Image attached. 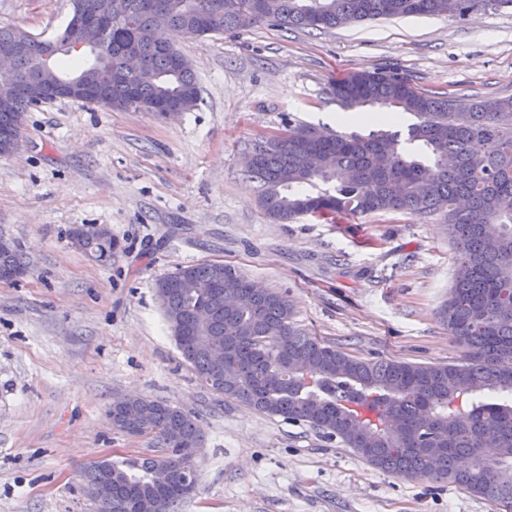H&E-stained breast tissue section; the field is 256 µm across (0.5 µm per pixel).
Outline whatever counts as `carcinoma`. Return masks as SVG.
I'll use <instances>...</instances> for the list:
<instances>
[{
	"mask_svg": "<svg viewBox=\"0 0 512 512\" xmlns=\"http://www.w3.org/2000/svg\"><path fill=\"white\" fill-rule=\"evenodd\" d=\"M166 2V10L149 14L141 0H127L128 17L117 24L101 18L104 0H73V13L98 18L94 38L112 47L103 106L124 109L132 96L142 105L167 101L187 111L197 105L193 64L175 37L195 34L200 0ZM216 2L220 8L202 36L265 21L317 30L392 17L462 20L485 0ZM132 49L146 64L133 90L123 77ZM43 51L31 36L10 63L14 81L0 86V137H23L24 113L32 107L27 81ZM332 94L345 111L379 106L392 121L366 135L290 123L284 142H255L246 175L258 184L260 207L281 224L307 214H444L458 273L442 319L467 348L465 362L350 356L298 329L286 295L255 287L222 262L182 266L156 280L171 335L196 378L218 395L305 422L393 474L433 473L476 497L512 501V97L452 99L382 69L339 80ZM115 247L110 237L85 236L78 245L102 263ZM0 269L29 266L13 245L0 249ZM226 292L236 296L235 306L225 305ZM200 309L206 317L197 322ZM215 346L224 347L221 363L211 358ZM112 422L129 436L148 429L150 453L84 465L86 489L112 483V495L94 501L96 512H176L187 498L186 479L196 480L194 461L178 452L186 443L201 444L195 420L177 406L133 395L112 408ZM488 432L496 444L486 456ZM160 467L171 470L172 482L156 508L152 474Z\"/></svg>",
	"mask_w": 512,
	"mask_h": 512,
	"instance_id": "obj_1",
	"label": "carcinoma"
}]
</instances>
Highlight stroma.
I'll return each mask as SVG.
<instances>
[{"label":"stroma","mask_w":512,"mask_h":512,"mask_svg":"<svg viewBox=\"0 0 512 512\" xmlns=\"http://www.w3.org/2000/svg\"><path fill=\"white\" fill-rule=\"evenodd\" d=\"M71 0H0V23L50 37ZM200 100L172 119L60 99L25 114L22 148L0 157V239L31 270L0 281V512H95L81 470L132 458L144 439L112 430L131 395L197 419V487L179 512H502L431 476L378 469L339 439L213 394L184 362L155 293L176 269L221 261L291 299L296 325L362 359L456 363L466 350L440 319L457 249L443 215L379 211L280 224L240 165L290 121L342 123L332 85L380 68L460 99L512 96V7L458 21L380 19L334 29L263 22L177 38ZM118 244L100 263L71 245L77 225Z\"/></svg>","instance_id":"35a3bbf8"}]
</instances>
